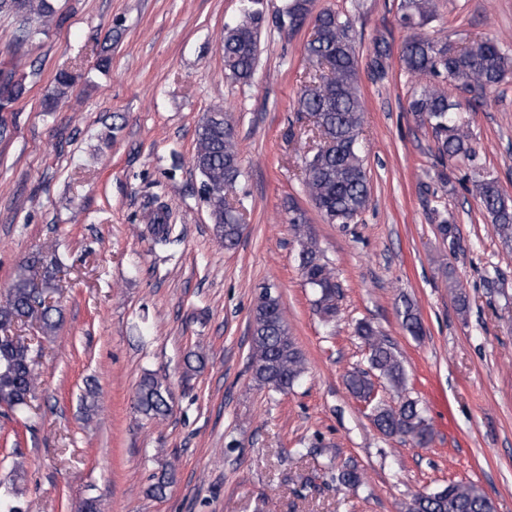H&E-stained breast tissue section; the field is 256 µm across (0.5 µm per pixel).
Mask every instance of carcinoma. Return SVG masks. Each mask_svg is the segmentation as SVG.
Returning a JSON list of instances; mask_svg holds the SVG:
<instances>
[{
    "mask_svg": "<svg viewBox=\"0 0 512 512\" xmlns=\"http://www.w3.org/2000/svg\"><path fill=\"white\" fill-rule=\"evenodd\" d=\"M259 4L260 0H243L240 20L224 29V71L232 80L248 81L258 64L264 24ZM2 12L21 18V42L40 34L55 16L50 0H0ZM398 12L399 24L409 31L400 56L408 74L442 76L455 89L472 94V100L477 102L512 71V58L494 39L475 38L450 54L448 41L418 33L434 17V0H399ZM310 14L311 0H285L279 21L293 31L301 28ZM314 23L315 31L305 45L308 80L297 98V111L312 119L320 143L305 160L304 188L328 223L345 225L354 221L371 201L370 182L358 143L365 112L358 86V57L347 16L325 9L316 14ZM390 57V42L384 37L375 39L372 63L383 75ZM72 88V75L66 70L57 72L51 92L43 99V111H53ZM24 93L23 80L12 72L0 73V110ZM454 109L448 93L437 88L420 91L410 102L411 112L431 129L440 156L467 159L472 152L469 134L457 124ZM192 162L200 176L201 198L216 236L224 248L231 249L243 229L236 198L241 160L234 126L224 109L213 108L201 119ZM472 193L502 240L512 242V200L505 197L498 181L479 175L472 180ZM291 211V224L300 242V270L314 290L317 313L328 323L336 316L339 286L304 224L302 213L295 207ZM149 229L156 244L169 241L172 225L168 224L166 209L153 213ZM57 273L55 257L38 253L27 260L0 294V406L14 412L29 408L37 389L38 370L30 346L8 335V331L18 322L31 321L39 324L44 336L56 334L62 325V310L47 297L56 288ZM401 316L402 326L410 335L421 334V318L414 304L404 301ZM251 332L252 381L260 388L288 391L305 372V359L288 331L279 297L270 291L259 298L253 310ZM357 334L369 350L370 370L352 373L347 380L349 390L367 399L374 391L372 370L393 388L405 389L406 370L390 341L366 322L358 324ZM172 401L166 378L152 372L143 374L136 389L138 413L147 419L166 417L172 410ZM374 423L388 436L409 437L420 445L429 442L432 435L417 401L410 398L396 407L375 408ZM334 479L346 488H356L363 483V474L349 466L339 470ZM409 512H494V506L476 486L450 482L417 496Z\"/></svg>",
    "mask_w": 512,
    "mask_h": 512,
    "instance_id": "carcinoma-1",
    "label": "carcinoma"
}]
</instances>
